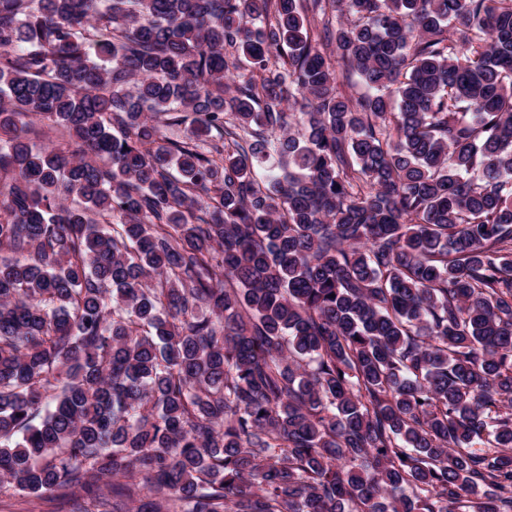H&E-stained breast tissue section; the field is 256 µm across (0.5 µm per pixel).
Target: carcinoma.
Returning a JSON list of instances; mask_svg holds the SVG:
<instances>
[{"mask_svg":"<svg viewBox=\"0 0 512 512\" xmlns=\"http://www.w3.org/2000/svg\"><path fill=\"white\" fill-rule=\"evenodd\" d=\"M3 250L0 492L512 512V0H0Z\"/></svg>","mask_w":512,"mask_h":512,"instance_id":"cac0c4a2","label":"carcinoma"}]
</instances>
